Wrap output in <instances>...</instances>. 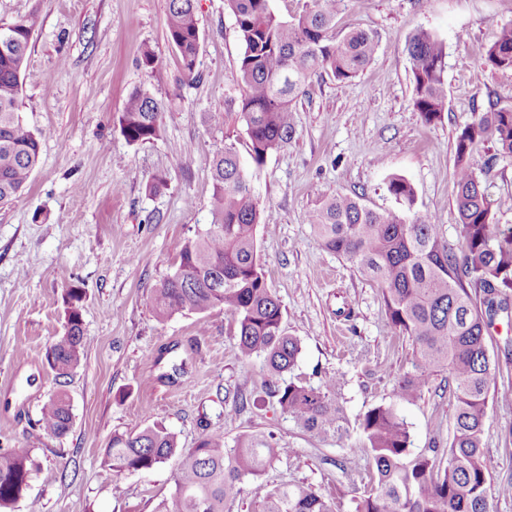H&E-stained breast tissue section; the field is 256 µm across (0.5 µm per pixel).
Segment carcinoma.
I'll return each instance as SVG.
<instances>
[{"label": "carcinoma", "mask_w": 512, "mask_h": 512, "mask_svg": "<svg viewBox=\"0 0 512 512\" xmlns=\"http://www.w3.org/2000/svg\"><path fill=\"white\" fill-rule=\"evenodd\" d=\"M225 7L242 42L240 118L258 173L267 156L291 140L296 102L312 77L326 71L339 81L352 80L374 59L380 38L372 29L336 33L344 0H305L302 11L289 18L277 15L270 0H225ZM36 27L35 16L0 27L1 206L21 194L40 161L43 134L30 129L21 112L23 74ZM166 35L184 77L195 79L201 44L196 0H169ZM406 50L412 61L413 108L432 124L446 111L444 46L435 34L420 30ZM484 60L495 70L512 71V24L500 28ZM163 112L162 102L135 89L119 116L120 132L131 145L151 142L161 134ZM485 142L494 147L489 158L479 151ZM499 156L512 157V108L490 98L456 141L459 254L432 216L416 209L414 189L399 175L386 180L387 192L399 205L395 211L380 213L358 196L336 194L309 215L324 247L378 285L387 318L415 347L413 370L394 386L393 400L369 408L356 422L361 448L374 462L371 472L352 483L356 512H492L497 489L482 438L498 368L487 336L500 314L512 316V227L502 231L495 223V200L482 175ZM212 177L213 223L185 242L173 272L154 288L155 315L166 320L215 308L230 311L237 318L241 357H264L279 377L274 396L282 412L307 433L348 441L350 422L336 377L315 387L292 376L300 342L286 331L257 248L258 227H269L271 216L259 207L234 145H224L214 156ZM81 300L82 289H66L64 332L46 355L59 378L81 363ZM439 374L446 375L455 400L452 437L441 452L414 454L398 404L420 397ZM72 420L64 393L41 408V427L50 437L65 434ZM286 453L273 436L261 432L243 434L231 447L224 434L211 432L196 447L180 448L173 433L153 425L114 433L102 464L118 476L174 459V490L155 512H224L237 500L245 477L262 475ZM38 467L31 448L0 453V510L24 498ZM258 512H334V506L308 485L289 484L267 491Z\"/></svg>", "instance_id": "obj_1"}]
</instances>
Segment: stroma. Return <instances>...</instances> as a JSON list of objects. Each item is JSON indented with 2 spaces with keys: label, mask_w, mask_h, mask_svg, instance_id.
Instances as JSON below:
<instances>
[{
  "label": "stroma",
  "mask_w": 512,
  "mask_h": 512,
  "mask_svg": "<svg viewBox=\"0 0 512 512\" xmlns=\"http://www.w3.org/2000/svg\"><path fill=\"white\" fill-rule=\"evenodd\" d=\"M169 0H0V26L37 16L23 81L25 120L47 131L40 164L23 194L0 206V452L25 446L40 462L11 512H154L173 488L174 461L113 476L102 465L113 433L158 424L179 447L207 433L226 441L274 434L287 456L259 478L245 479L229 512H250L272 487L306 484L355 512L349 480L372 461L358 436L343 444L302 432L270 393L263 357L242 358L230 313L159 320L151 296L170 273L182 244L213 220L211 160L234 144L249 162L239 117L244 94L242 44L224 0H197L202 30L200 76L186 80L167 40ZM512 23V0H346L337 31L378 32L374 60L356 78H313L293 114L288 144L268 155L252 178L261 208L273 213L258 232L269 287L301 354L294 376L319 385L339 381L349 421L390 401L413 368L414 347L389 322L378 286L314 234L308 213L336 193L371 208H396L388 175L413 185L450 245L459 243L454 155L461 129L489 94L512 107V71L483 55L500 26ZM434 32L445 46L447 110L424 123L413 108L408 39ZM158 58L139 65L143 49ZM167 105L158 139L132 145L118 117L135 88ZM163 177L157 192L148 185ZM496 219L512 224V158L485 176ZM83 291L84 356L59 384L46 353L64 325L62 290ZM348 309L342 317L340 309ZM71 397L73 425L47 436L41 407L58 387ZM414 453L447 447L455 406L443 376L421 397L400 404ZM484 451L501 493L493 512H512V398L491 395Z\"/></svg>",
  "instance_id": "obj_1"
}]
</instances>
